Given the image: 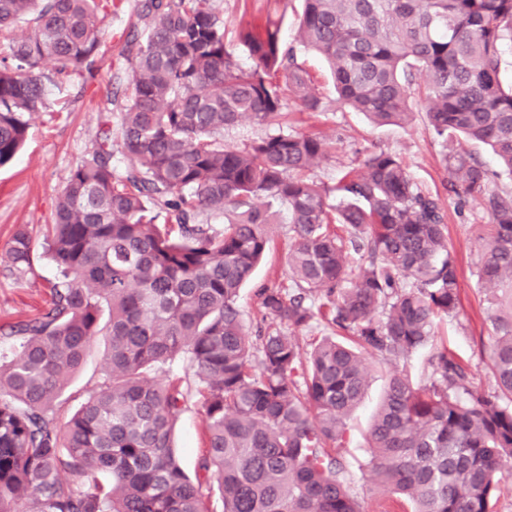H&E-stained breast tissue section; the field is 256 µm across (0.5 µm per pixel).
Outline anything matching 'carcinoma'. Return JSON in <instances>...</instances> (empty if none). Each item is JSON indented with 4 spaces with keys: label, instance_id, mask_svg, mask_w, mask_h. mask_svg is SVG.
Segmentation results:
<instances>
[{
    "label": "carcinoma",
    "instance_id": "cac0c4a2",
    "mask_svg": "<svg viewBox=\"0 0 512 512\" xmlns=\"http://www.w3.org/2000/svg\"><path fill=\"white\" fill-rule=\"evenodd\" d=\"M302 2L292 45L269 16L240 31L244 67L216 0H140L143 32L120 52L125 104L57 197L44 242L58 270L51 301L0 326V512H208L211 494L222 512H360L340 453L368 383L363 355L422 352L426 379L390 372L364 436L373 488L404 497L403 512H494L512 478V192L490 190V170L461 142L489 147L512 177V84L500 78L512 0ZM98 10L0 0V166L46 109L47 84L95 69ZM23 20L33 30L11 35ZM298 47L329 63L341 105L378 125L410 123L421 102L448 192L484 203L476 277L493 391L437 340L461 308L458 266L440 196L397 155L373 150L329 186L306 176L327 156L318 136L224 145L244 118L280 123L290 96L323 111ZM284 223L289 285L260 289L250 328L240 291ZM35 258L18 227L0 259L23 276ZM314 324L330 334L307 348L290 335ZM99 342L100 381L61 421L56 404ZM176 359L202 384L194 479L171 445L187 393L154 377Z\"/></svg>",
    "mask_w": 512,
    "mask_h": 512
}]
</instances>
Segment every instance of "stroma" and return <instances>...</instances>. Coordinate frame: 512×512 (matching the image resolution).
Wrapping results in <instances>:
<instances>
[{"label":"stroma","mask_w":512,"mask_h":512,"mask_svg":"<svg viewBox=\"0 0 512 512\" xmlns=\"http://www.w3.org/2000/svg\"><path fill=\"white\" fill-rule=\"evenodd\" d=\"M268 0H218L224 13L225 39L238 59L246 54L237 40L239 30L266 10ZM138 0H101L98 28L102 36L97 65L91 75L75 77L47 87L48 107L34 116L22 150L8 164L0 166V251L5 250L18 226H27L40 253L32 272L15 275L0 262V324L32 316L50 299V284L56 276L52 259L41 246L52 222L59 192L69 171L97 146L99 125L115 116L124 82L115 78L125 70L119 52L137 21ZM311 84L325 106L322 112H303L288 106V129L318 135L333 141L332 154L314 169V179L336 184L343 170L366 150L384 149L396 153L416 181L426 190L441 194L447 209L448 238L462 270L460 292L463 308L458 316L442 321L438 336L469 367L475 386L492 387L487 350L492 334L486 304L477 284L479 261L476 246L478 225L488 223L489 214L478 200L458 201L446 192L449 174L439 158V147L427 126L423 110H416L404 126L371 124L363 115L340 107L325 63L316 55L299 52ZM287 226H280L267 261L259 265L252 281L241 293L239 304L245 321H253L258 311L255 292L274 284L276 273L286 262ZM101 351H94L86 365L72 379L56 410L60 418L72 415L96 386L101 373ZM371 381L362 405L348 420L350 444L343 463L355 482L362 512H398L385 496L370 490L365 465L369 452L363 436L380 401L391 365L379 357H369ZM162 377L180 379L188 399L179 416L173 443L188 475H195L202 454L203 415L197 393L199 378L194 369L177 361L164 366Z\"/></svg>","instance_id":"35a3bbf8"}]
</instances>
